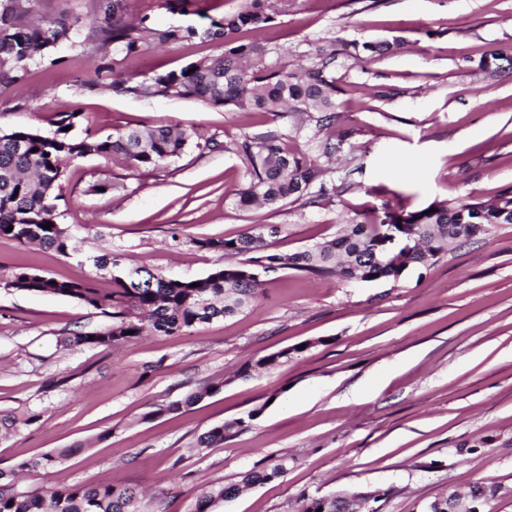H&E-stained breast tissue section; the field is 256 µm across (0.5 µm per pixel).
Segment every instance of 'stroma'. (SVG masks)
I'll return each mask as SVG.
<instances>
[{"mask_svg":"<svg viewBox=\"0 0 512 512\" xmlns=\"http://www.w3.org/2000/svg\"><path fill=\"white\" fill-rule=\"evenodd\" d=\"M245 0L172 13L161 0H122L127 19L200 30ZM28 19L75 24L57 65L37 60L17 84H0V130L50 136L62 113L76 138L134 127L193 129L180 158L159 169L88 155L63 163L59 221L68 256L0 238V410L36 414L0 439V468L75 447L24 486L99 481L141 489L143 512H191L201 489L236 480L265 458L284 457L285 477L225 502L219 512H283L301 493L364 492L377 512H420L447 491L484 484L497 492L484 512H512V224L453 246L422 271L352 285L293 270L264 274L243 314L177 336L147 333L110 346H68L109 318L82 302L6 287L20 266L111 288L96 256L199 279L227 265L214 240L253 224L278 227L275 252L335 238L342 224L389 204L415 212L434 200H489L512 191V70L481 76L477 65L512 53V0H278L264 32L267 61L297 72L332 48L341 152L320 205L242 210L246 180L236 144L274 133L316 156L323 137L297 115L208 107L193 99L144 98L96 75L113 64L92 0H29ZM400 38L399 52L364 58L356 45ZM222 41L150 42L115 64L127 84L223 52ZM115 74V75H116ZM304 344L301 353L292 348ZM292 356L258 370L283 349ZM219 392L168 412L204 383ZM251 417L223 445L198 449L211 427Z\"/></svg>","mask_w":512,"mask_h":512,"instance_id":"obj_1","label":"stroma"}]
</instances>
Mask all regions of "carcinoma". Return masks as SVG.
Listing matches in <instances>:
<instances>
[{"label":"carcinoma","mask_w":512,"mask_h":512,"mask_svg":"<svg viewBox=\"0 0 512 512\" xmlns=\"http://www.w3.org/2000/svg\"><path fill=\"white\" fill-rule=\"evenodd\" d=\"M25 0H9L0 12V81L13 83L16 73L36 58L53 54L73 43V23L62 16L46 26L25 23ZM267 0H249L242 10L200 32L192 27L169 26L154 29L141 21L135 26L124 17L120 0L105 10L101 31L107 34L102 46L112 43L130 57L140 52L148 40L160 43L190 42L196 38L222 40L229 48L202 64H189L179 70L157 74L141 83L127 86L112 83L114 89L143 97L194 99L212 107H232L243 112H297L316 125L328 129L336 125V81L331 70L336 51L322 53L320 62L297 75L279 66L262 63L264 48L257 33L269 28L274 18L266 11ZM363 49L387 55L401 49L398 39L365 42ZM77 112H66L57 130L45 136L30 128L12 129L0 135V238L20 243H37L60 255H68L69 233L57 222L56 201L62 192V163L74 156L89 154L120 157L137 167L156 169L180 157L193 137L187 130L167 126L130 129L115 137L77 139L65 131L74 126ZM348 133L327 137L319 144V154L310 158L290 152L277 137H246L237 152L246 160V182L235 192L241 208L263 205L275 209L301 198L317 204L325 190L311 192L326 172L325 164L339 150ZM51 224L48 229L45 224ZM388 224L403 225L402 233L414 242L397 275L410 267L426 266L429 260L448 251V243H465L489 235L501 224H512V192L489 201H434L420 211H398L388 206L373 210V215L353 220L329 241L288 253L267 251V238L276 229L264 224L246 228L229 240H212L206 245L226 255L242 257L198 280L169 278L147 268L119 270L112 276L113 287L105 292L89 283L57 279L29 267L18 268L6 282L10 288L72 297L112 318V325L90 336L75 337L76 344L109 346L127 341L150 325L165 336H176L192 327L214 320L235 317L258 296L262 288L260 273L295 270L308 275L336 277L346 282L368 281L387 275L375 259L381 249L383 231ZM200 286L195 287L193 283ZM221 385L204 384L188 393L167 411L194 405L217 393ZM259 415L216 425L198 439L200 448L224 444L226 433L249 426ZM33 415L19 417L0 413V436L20 425H29ZM73 449L58 448L22 464L24 468L51 470L71 457ZM288 473V459L239 473V480L228 486L204 488L197 495L192 512H216L224 502L244 488L261 486ZM303 512H336V494L302 496ZM139 495L132 488L109 481L61 488L18 486L14 470L0 469V512H141Z\"/></svg>","instance_id":"obj_1"}]
</instances>
